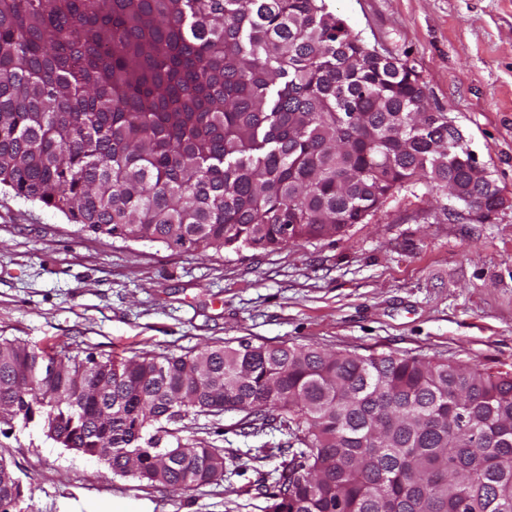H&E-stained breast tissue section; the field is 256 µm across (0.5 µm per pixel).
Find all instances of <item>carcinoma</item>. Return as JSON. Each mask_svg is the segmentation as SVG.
Returning a JSON list of instances; mask_svg holds the SVG:
<instances>
[{"instance_id": "carcinoma-1", "label": "carcinoma", "mask_w": 512, "mask_h": 512, "mask_svg": "<svg viewBox=\"0 0 512 512\" xmlns=\"http://www.w3.org/2000/svg\"><path fill=\"white\" fill-rule=\"evenodd\" d=\"M415 70L325 0H0V187L183 252L342 235L418 183L466 185ZM360 112L367 121L342 122ZM288 430L265 512H512V372L311 345L96 360L0 338V425L185 493L224 449L190 415ZM0 459V512H25Z\"/></svg>"}]
</instances>
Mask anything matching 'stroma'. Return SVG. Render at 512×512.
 Instances as JSON below:
<instances>
[{"label": "stroma", "mask_w": 512, "mask_h": 512, "mask_svg": "<svg viewBox=\"0 0 512 512\" xmlns=\"http://www.w3.org/2000/svg\"><path fill=\"white\" fill-rule=\"evenodd\" d=\"M368 47L412 66L478 165L512 199V0H329ZM446 195L395 191L344 235L279 249L179 252L81 230L0 187V336L83 356L179 355L224 343L312 344L512 370V206L478 223ZM189 416L224 478L181 494L116 476L36 426H0L28 512H263L287 431Z\"/></svg>", "instance_id": "35a3bbf8"}]
</instances>
